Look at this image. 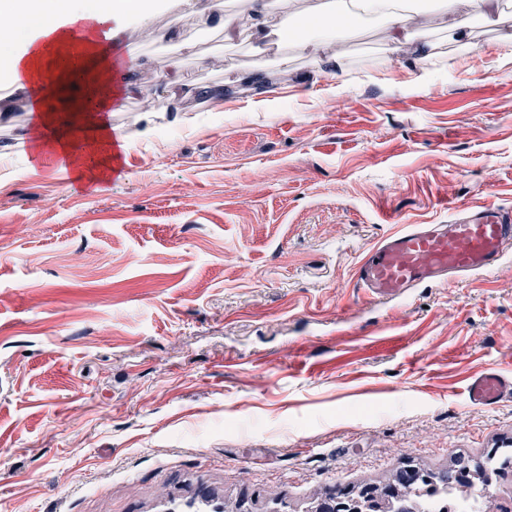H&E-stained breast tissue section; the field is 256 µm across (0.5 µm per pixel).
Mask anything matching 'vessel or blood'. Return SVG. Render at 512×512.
Returning a JSON list of instances; mask_svg holds the SVG:
<instances>
[{"mask_svg":"<svg viewBox=\"0 0 512 512\" xmlns=\"http://www.w3.org/2000/svg\"><path fill=\"white\" fill-rule=\"evenodd\" d=\"M512 248V212L497 207L464 210L446 224H410L383 238L357 269V282L378 301L398 298L423 282L489 269ZM471 403L494 407L512 401V374L488 370L470 378Z\"/></svg>","mask_w":512,"mask_h":512,"instance_id":"obj_1","label":"vessel or blood"}]
</instances>
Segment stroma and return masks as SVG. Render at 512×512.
Wrapping results in <instances>:
<instances>
[{
  "mask_svg": "<svg viewBox=\"0 0 512 512\" xmlns=\"http://www.w3.org/2000/svg\"><path fill=\"white\" fill-rule=\"evenodd\" d=\"M154 5L116 39L138 81L120 175L31 168L28 99H0V512H304L512 448V401L466 392L512 373V249L387 303L355 285L398 225L512 210V0L461 44L426 0L420 63L377 19L270 46L257 89L248 32L202 21L250 0ZM468 399L483 407H495L503 401H512V374L488 370L470 378Z\"/></svg>",
  "mask_w": 512,
  "mask_h": 512,
  "instance_id": "stroma-1",
  "label": "stroma"
}]
</instances>
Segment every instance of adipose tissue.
<instances>
[{
    "label": "adipose tissue",
    "instance_id": "adipose-tissue-1",
    "mask_svg": "<svg viewBox=\"0 0 512 512\" xmlns=\"http://www.w3.org/2000/svg\"><path fill=\"white\" fill-rule=\"evenodd\" d=\"M130 7L129 0H0V72L28 95L34 153L51 152L82 180L111 172L121 141L111 113L130 92L134 67L116 64L109 43ZM271 7L260 0L246 19L224 13L215 22L228 34L247 28L263 42L279 33ZM367 11L382 15L395 44L408 38L413 0H316L307 9L328 28Z\"/></svg>",
    "mask_w": 512,
    "mask_h": 512
}]
</instances>
